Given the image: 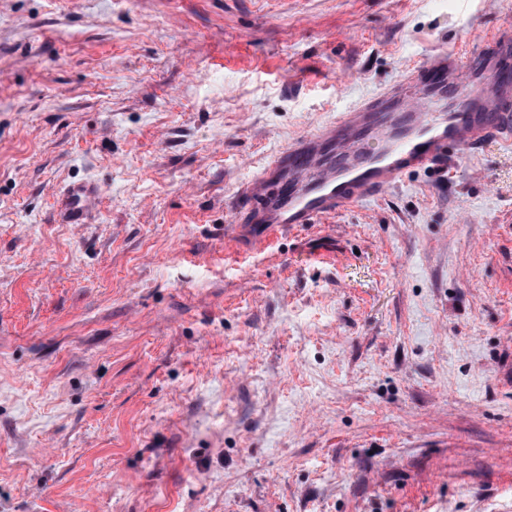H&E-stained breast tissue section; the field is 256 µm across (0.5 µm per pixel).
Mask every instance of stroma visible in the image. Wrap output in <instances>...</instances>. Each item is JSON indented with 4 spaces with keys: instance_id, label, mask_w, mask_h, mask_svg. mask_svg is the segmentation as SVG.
Masks as SVG:
<instances>
[{
    "instance_id": "1",
    "label": "stroma",
    "mask_w": 512,
    "mask_h": 512,
    "mask_svg": "<svg viewBox=\"0 0 512 512\" xmlns=\"http://www.w3.org/2000/svg\"><path fill=\"white\" fill-rule=\"evenodd\" d=\"M509 22L0 0V512H512V146L234 235L269 156ZM100 193L97 186L89 183L71 186L60 204V221L64 224H80L87 208Z\"/></svg>"
}]
</instances>
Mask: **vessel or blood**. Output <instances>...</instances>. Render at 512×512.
Listing matches in <instances>:
<instances>
[{"mask_svg": "<svg viewBox=\"0 0 512 512\" xmlns=\"http://www.w3.org/2000/svg\"><path fill=\"white\" fill-rule=\"evenodd\" d=\"M512 145V28L477 50H445L398 83L298 137L245 182L236 222L264 249L282 228L314 224L379 197L410 172L447 167L456 149ZM100 190L71 186L62 223H80Z\"/></svg>", "mask_w": 512, "mask_h": 512, "instance_id": "vessel-or-blood-1", "label": "vessel or blood"}]
</instances>
